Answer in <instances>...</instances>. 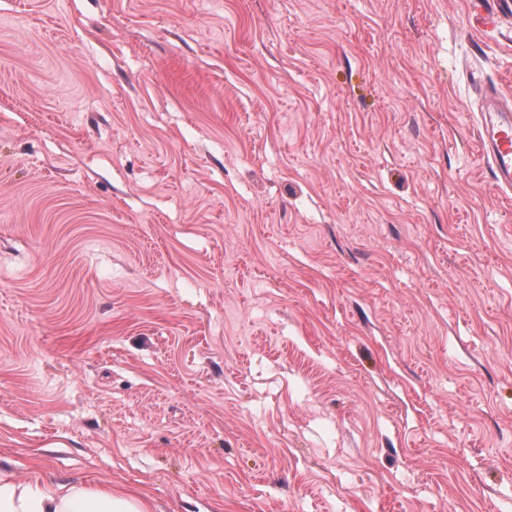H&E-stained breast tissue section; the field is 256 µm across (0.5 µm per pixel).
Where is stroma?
<instances>
[{"label":"stroma","mask_w":512,"mask_h":512,"mask_svg":"<svg viewBox=\"0 0 512 512\" xmlns=\"http://www.w3.org/2000/svg\"><path fill=\"white\" fill-rule=\"evenodd\" d=\"M469 0H0V469L156 512H507L512 193ZM476 115V137L502 191H512V102L493 83L481 91Z\"/></svg>","instance_id":"obj_1"}]
</instances>
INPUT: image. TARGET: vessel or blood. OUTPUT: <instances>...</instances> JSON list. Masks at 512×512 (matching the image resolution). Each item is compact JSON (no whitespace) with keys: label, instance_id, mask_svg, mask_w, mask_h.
Here are the masks:
<instances>
[{"label":"vessel or blood","instance_id":"obj_1","mask_svg":"<svg viewBox=\"0 0 512 512\" xmlns=\"http://www.w3.org/2000/svg\"><path fill=\"white\" fill-rule=\"evenodd\" d=\"M472 16L484 30L496 29L502 13L512 14V0H469ZM476 137L498 188L512 191V97L494 84L481 91Z\"/></svg>","mask_w":512,"mask_h":512}]
</instances>
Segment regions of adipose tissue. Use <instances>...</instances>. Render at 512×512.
<instances>
[{"label":"adipose tissue","instance_id":"adipose-tissue-1","mask_svg":"<svg viewBox=\"0 0 512 512\" xmlns=\"http://www.w3.org/2000/svg\"><path fill=\"white\" fill-rule=\"evenodd\" d=\"M150 500L109 484H42L0 472V512H152Z\"/></svg>","mask_w":512,"mask_h":512}]
</instances>
